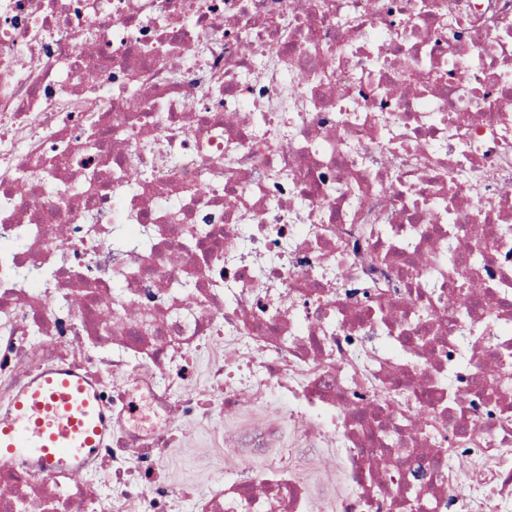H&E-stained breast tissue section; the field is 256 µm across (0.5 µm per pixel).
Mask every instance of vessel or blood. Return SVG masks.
<instances>
[{
    "instance_id": "vessel-or-blood-1",
    "label": "vessel or blood",
    "mask_w": 512,
    "mask_h": 512,
    "mask_svg": "<svg viewBox=\"0 0 512 512\" xmlns=\"http://www.w3.org/2000/svg\"><path fill=\"white\" fill-rule=\"evenodd\" d=\"M105 430L95 391L74 373L50 369L0 413V463L29 455L53 472L91 455Z\"/></svg>"
}]
</instances>
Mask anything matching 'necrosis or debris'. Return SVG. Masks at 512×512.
<instances>
[{
  "label": "necrosis or debris",
  "instance_id": "obj_1",
  "mask_svg": "<svg viewBox=\"0 0 512 512\" xmlns=\"http://www.w3.org/2000/svg\"><path fill=\"white\" fill-rule=\"evenodd\" d=\"M126 214L150 251L111 250ZM21 225L0 410L67 369L111 429L0 465V512H307L288 458L323 441L343 512H512V0H0ZM246 410L252 470L169 478L185 423Z\"/></svg>",
  "mask_w": 512,
  "mask_h": 512
}]
</instances>
